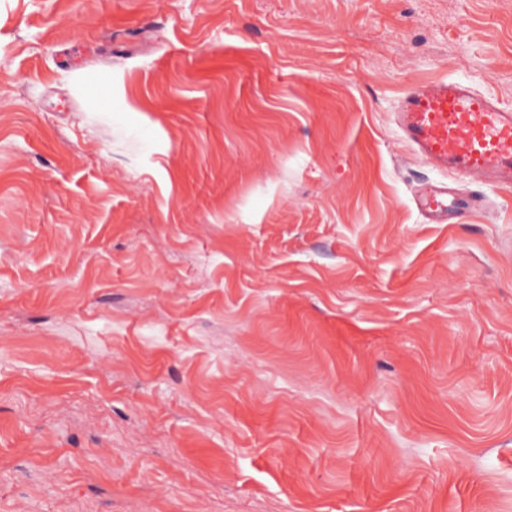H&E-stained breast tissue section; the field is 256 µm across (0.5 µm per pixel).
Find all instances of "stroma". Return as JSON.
Segmentation results:
<instances>
[{
  "label": "stroma",
  "mask_w": 512,
  "mask_h": 512,
  "mask_svg": "<svg viewBox=\"0 0 512 512\" xmlns=\"http://www.w3.org/2000/svg\"><path fill=\"white\" fill-rule=\"evenodd\" d=\"M445 78L512 108V0H0V512H512V189L396 125ZM480 202L476 196L457 197L448 195L445 190H434L421 197L417 206L431 219L448 220V214L459 217L465 211L475 207Z\"/></svg>",
  "instance_id": "obj_1"
}]
</instances>
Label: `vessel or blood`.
<instances>
[{
    "label": "vessel or blood",
    "mask_w": 512,
    "mask_h": 512,
    "mask_svg": "<svg viewBox=\"0 0 512 512\" xmlns=\"http://www.w3.org/2000/svg\"><path fill=\"white\" fill-rule=\"evenodd\" d=\"M397 123L417 153L436 167L497 188H512V108L443 79L409 91ZM478 197H457L438 189L418 206L429 218L460 216Z\"/></svg>",
    "instance_id": "obj_1"
}]
</instances>
